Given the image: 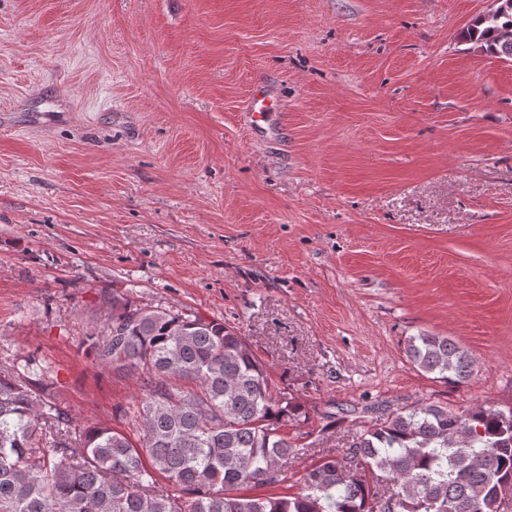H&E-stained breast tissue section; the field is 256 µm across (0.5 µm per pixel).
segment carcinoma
Listing matches in <instances>:
<instances>
[{"label": "carcinoma", "mask_w": 512, "mask_h": 512, "mask_svg": "<svg viewBox=\"0 0 512 512\" xmlns=\"http://www.w3.org/2000/svg\"><path fill=\"white\" fill-rule=\"evenodd\" d=\"M464 39L512 59V11L475 18ZM82 345L97 366L137 376L127 429L72 425L50 363L0 357V512H512V410L401 407L322 456L299 492L248 497L237 491L287 480L312 445L280 431L301 406L273 393L240 330L122 295ZM405 351L450 384L474 372L444 336H411Z\"/></svg>", "instance_id": "cac0c4a2"}]
</instances>
